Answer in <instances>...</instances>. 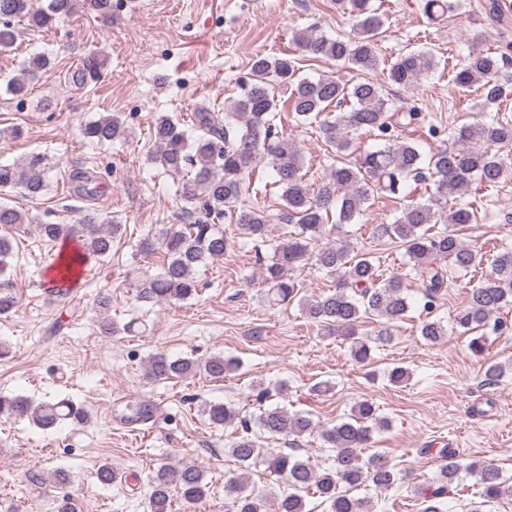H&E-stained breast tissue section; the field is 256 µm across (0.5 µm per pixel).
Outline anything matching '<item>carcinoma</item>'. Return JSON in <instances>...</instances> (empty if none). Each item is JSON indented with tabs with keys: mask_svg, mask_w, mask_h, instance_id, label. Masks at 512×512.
Here are the masks:
<instances>
[{
	"mask_svg": "<svg viewBox=\"0 0 512 512\" xmlns=\"http://www.w3.org/2000/svg\"><path fill=\"white\" fill-rule=\"evenodd\" d=\"M100 14L111 13L112 0H48L34 8L33 0H0V47H10L18 31L13 21L43 28L74 12L79 5ZM353 17L350 32L334 37L311 27L292 36L296 52L314 59L342 65L343 73L323 75L311 80L299 76L297 58L292 54L257 55L252 60L249 82L241 96L224 114L204 109L195 113L199 134L189 139L187 130L168 114L159 115L153 126L155 152L149 160L180 175L188 171L181 184V197L189 210H202L206 220L192 224H169L142 234L137 252L149 257L158 252L167 256L160 273L147 275L138 283V299L150 304H173L196 294L198 268L209 259H218L231 247V237L218 222L234 224L239 234L264 239L272 224L288 226V235L278 241L273 256L262 270L267 285L266 298L272 306L296 299L301 284L294 272L308 264L333 276L328 292L311 300H299L302 312L328 336H344L351 341L352 359L364 364L371 359L368 340L360 337L359 327L377 317L388 323L404 319L412 304L405 293L402 275L383 276L378 257L350 242L325 240L326 226L336 228L357 224L378 193L401 196L408 181H429L434 191L427 202H411L390 224H373L371 238L395 244L411 262V272L420 282L422 318L420 336L431 343L448 335L443 321L433 313L438 296L453 282L457 273L475 272L484 265V254L468 244L461 232L477 223L469 203L448 206V197L465 195L476 179L485 187H496L508 175L512 164L502 154L512 145V121L465 124L443 143L425 155L413 144L399 139V128L420 118L414 108L398 107L384 96V84L411 89L421 77L437 66L435 56L412 50L393 59H383L377 51L378 35L385 19L369 6V0H336ZM453 0H422V10L431 20L447 14ZM51 64L44 54L28 58L19 75L8 80L12 94L24 96L28 79ZM104 62L96 57L86 61L80 80L95 81ZM502 57L489 50L473 49L453 68L452 82L479 91L475 108H485L512 98V79L500 77ZM382 73L385 81L377 79ZM290 89L289 101L296 121L317 125L328 147L336 152V164L315 188L302 174L301 148L277 130L279 103L276 90ZM132 133L127 118L119 114L102 115L84 124L83 137L89 142L125 140ZM371 133L379 140L375 149L350 151L355 136ZM265 159L282 188V204L277 213L246 200L250 185L246 173ZM48 158L31 153L12 164H0V191L21 188L32 199L48 188ZM81 192L97 195L96 178L78 170L72 174ZM29 223L18 210L0 206V227L14 228ZM441 225L432 231L435 225ZM34 230L44 240L57 241L62 235L81 239L83 255L101 259L112 252L114 239L122 235V224L110 215H88L76 224H36ZM13 257L12 237L0 234V278L6 275ZM491 274L470 286L464 305L453 318V328L473 335L469 346L475 353L485 348L487 330L509 331L499 311L512 303V248L505 247L493 256ZM236 358L209 357L199 364L190 359H172L158 353L146 365V375L154 381L187 376L202 368L213 380H221L239 369ZM512 374V361L489 364L485 376L497 381ZM154 406L144 400L128 403L121 419L128 425L152 421ZM210 424L237 426L231 454L244 466L260 462L266 470L283 479L286 489L276 499L275 512H310L303 490H314L328 505V512H373V500L355 497L351 490L372 485L387 491L398 480L386 458L376 454L363 460L359 449L370 442L373 429L385 424L374 403L365 398L355 402L350 414L331 427L317 429L306 412H288L270 407L257 417V425L270 437L300 438L320 431L323 446L333 454V465L318 470L308 460L282 449L263 448L252 435L251 420L224 402H211L205 408ZM0 415L26 418L42 430H52L64 421L87 420L85 408L69 399L35 404L22 396H0ZM444 463L434 483L424 493L422 512H441L442 499L461 470L478 476L481 497L490 503L512 495V484L493 463L456 459L451 450L442 451ZM191 504L207 495L203 470L195 464L174 467L162 464L150 480L147 512H167L170 488ZM233 496L235 512H269L266 495L248 489L244 478L226 485Z\"/></svg>",
	"mask_w": 512,
	"mask_h": 512,
	"instance_id": "carcinoma-1",
	"label": "carcinoma"
}]
</instances>
